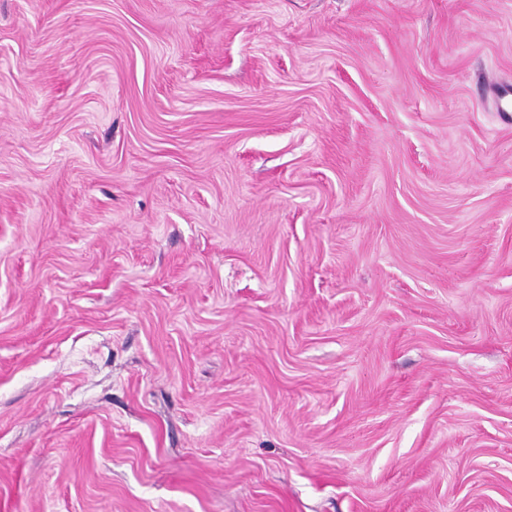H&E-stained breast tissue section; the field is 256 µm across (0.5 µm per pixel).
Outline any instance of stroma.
I'll return each instance as SVG.
<instances>
[{
	"label": "stroma",
	"instance_id": "35a3bbf8",
	"mask_svg": "<svg viewBox=\"0 0 512 512\" xmlns=\"http://www.w3.org/2000/svg\"><path fill=\"white\" fill-rule=\"evenodd\" d=\"M512 0H0V512H512Z\"/></svg>",
	"mask_w": 512,
	"mask_h": 512
}]
</instances>
